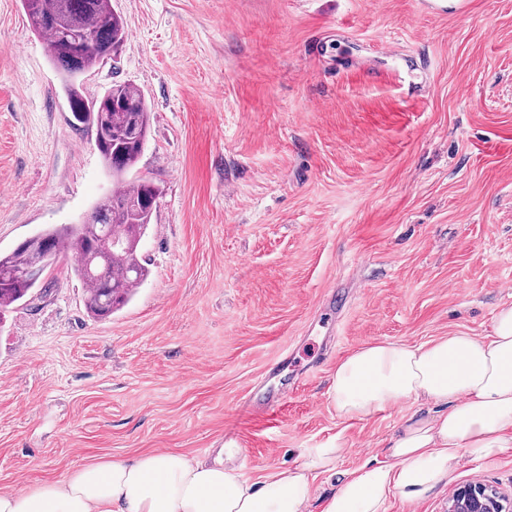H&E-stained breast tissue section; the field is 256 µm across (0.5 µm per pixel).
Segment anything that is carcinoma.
<instances>
[{"label":"carcinoma","mask_w":512,"mask_h":512,"mask_svg":"<svg viewBox=\"0 0 512 512\" xmlns=\"http://www.w3.org/2000/svg\"><path fill=\"white\" fill-rule=\"evenodd\" d=\"M23 7L33 31L46 38L53 64L70 82L75 121L98 130L105 140L99 153L112 174V193L81 223L46 230L0 254V314L27 297L44 272L71 250L77 256L71 271L85 285L87 310L97 319L110 318L149 275L139 246L162 190L130 180L128 173L145 145L151 111L131 83H114L91 101L75 84L124 41V21L111 0H23Z\"/></svg>","instance_id":"obj_1"}]
</instances>
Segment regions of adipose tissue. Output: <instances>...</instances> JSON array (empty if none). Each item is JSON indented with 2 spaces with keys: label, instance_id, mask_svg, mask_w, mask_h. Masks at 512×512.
I'll return each mask as SVG.
<instances>
[{
  "label": "adipose tissue",
  "instance_id": "adipose-tissue-1",
  "mask_svg": "<svg viewBox=\"0 0 512 512\" xmlns=\"http://www.w3.org/2000/svg\"><path fill=\"white\" fill-rule=\"evenodd\" d=\"M331 394L345 419L405 401L426 413L400 424L387 461L347 473L321 512H386L394 494L415 502L461 458H492L512 447V307L497 313L485 337L366 345L337 365ZM341 448L336 439L300 449V464L258 483L244 476L231 442L210 461L170 452L102 459L26 491H0V512H312L313 480L335 470Z\"/></svg>",
  "mask_w": 512,
  "mask_h": 512
}]
</instances>
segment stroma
I'll use <instances>...</instances> for the list:
<instances>
[{"label":"stroma","instance_id":"stroma-1","mask_svg":"<svg viewBox=\"0 0 512 512\" xmlns=\"http://www.w3.org/2000/svg\"><path fill=\"white\" fill-rule=\"evenodd\" d=\"M116 55L82 78L142 91L151 127L132 177L163 194L141 244L150 275L93 318L61 257L0 321V490L141 453L246 478L340 438L336 489L385 460L406 402L337 415V365L360 347L485 336L512 306V0H112ZM112 190L90 127L21 0H0V253L80 223ZM288 353L300 387L245 406ZM480 479L512 491V447L461 459L413 504L446 512Z\"/></svg>","mask_w":512,"mask_h":512}]
</instances>
